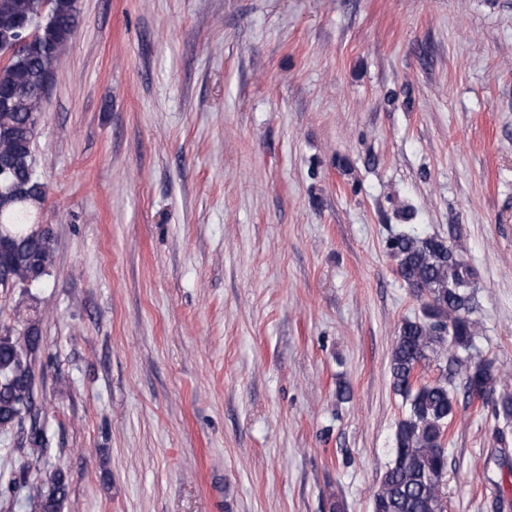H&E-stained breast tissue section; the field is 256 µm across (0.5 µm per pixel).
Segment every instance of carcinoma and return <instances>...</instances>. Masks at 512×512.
<instances>
[{
  "instance_id": "obj_1",
  "label": "carcinoma",
  "mask_w": 512,
  "mask_h": 512,
  "mask_svg": "<svg viewBox=\"0 0 512 512\" xmlns=\"http://www.w3.org/2000/svg\"><path fill=\"white\" fill-rule=\"evenodd\" d=\"M78 0H0V24L17 19L27 23L16 30L24 42L21 53L0 60V159L23 153L34 141L45 112V80L63 65L78 23ZM24 184L27 193L15 185ZM47 198L44 183L26 165L0 170V267L14 288L27 293L54 263V238L37 220ZM395 271L422 305V314L399 326L390 359L393 391L402 397L406 413L395 429L393 459L373 493V512H445L443 481L448 470L445 448L456 405L455 378L463 376L464 397L492 400L494 417L512 423V395L494 396L500 371L493 360L477 354L480 323L474 317L475 272L438 234L422 235L403 227L385 241ZM41 345L33 321L17 319L0 328V430L29 424V457H41L48 441L39 425L34 364ZM444 355L440 376L413 383L417 368L430 355ZM51 491L38 488L29 497L41 512H57L67 495L62 473L50 477Z\"/></svg>"
}]
</instances>
